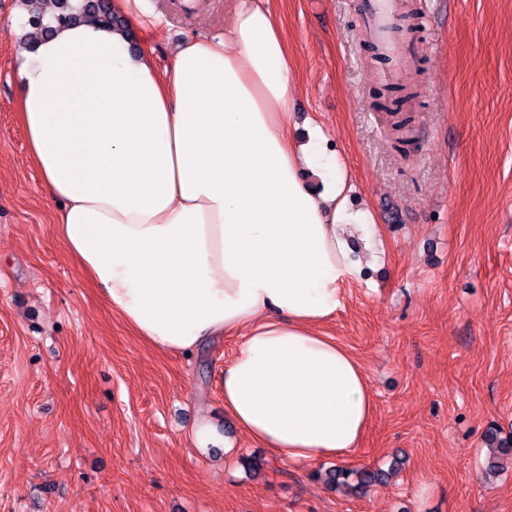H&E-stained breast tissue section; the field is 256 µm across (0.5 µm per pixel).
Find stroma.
Returning <instances> with one entry per match:
<instances>
[{"label":"stroma","instance_id":"obj_1","mask_svg":"<svg viewBox=\"0 0 512 512\" xmlns=\"http://www.w3.org/2000/svg\"><path fill=\"white\" fill-rule=\"evenodd\" d=\"M140 0V50L165 68L223 32L236 0ZM294 68L292 131L316 119L352 203L384 245L321 324L363 364L375 413L342 465L386 471L358 491L332 461L273 456L224 414L236 340L147 345L52 231L17 114V0H0V512H512V463L485 478L483 434L512 432V0H399L415 97L407 153L375 90L391 63L362 0H272ZM257 457L259 473L241 460Z\"/></svg>","mask_w":512,"mask_h":512}]
</instances>
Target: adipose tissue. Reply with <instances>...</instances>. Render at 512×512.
<instances>
[{"mask_svg":"<svg viewBox=\"0 0 512 512\" xmlns=\"http://www.w3.org/2000/svg\"><path fill=\"white\" fill-rule=\"evenodd\" d=\"M18 115L54 234L113 313L162 352L238 339L224 411L275 456L359 448L375 412L361 362L319 326L359 268L346 167L318 124L293 137L275 11L240 0L223 33L185 38L158 70L87 21L20 52Z\"/></svg>","mask_w":512,"mask_h":512,"instance_id":"adipose-tissue-1","label":"adipose tissue"}]
</instances>
